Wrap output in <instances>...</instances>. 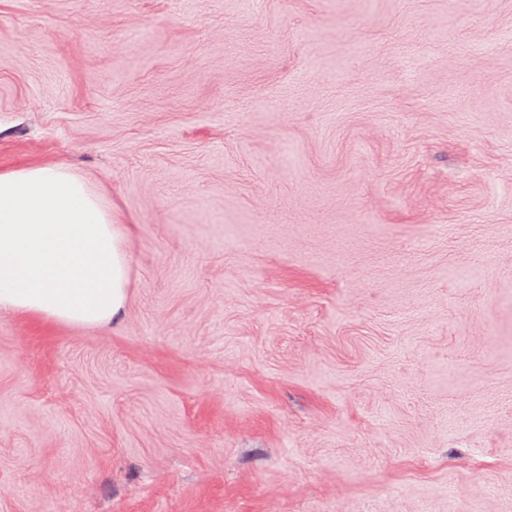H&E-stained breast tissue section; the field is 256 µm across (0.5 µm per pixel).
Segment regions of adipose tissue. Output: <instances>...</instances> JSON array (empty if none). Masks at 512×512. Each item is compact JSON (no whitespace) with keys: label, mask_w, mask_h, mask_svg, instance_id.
<instances>
[{"label":"adipose tissue","mask_w":512,"mask_h":512,"mask_svg":"<svg viewBox=\"0 0 512 512\" xmlns=\"http://www.w3.org/2000/svg\"><path fill=\"white\" fill-rule=\"evenodd\" d=\"M128 227L61 164L0 171V311L100 326L124 311Z\"/></svg>","instance_id":"adipose-tissue-1"}]
</instances>
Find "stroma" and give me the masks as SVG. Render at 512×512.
Listing matches in <instances>:
<instances>
[{
	"instance_id": "35a3bbf8",
	"label": "stroma",
	"mask_w": 512,
	"mask_h": 512,
	"mask_svg": "<svg viewBox=\"0 0 512 512\" xmlns=\"http://www.w3.org/2000/svg\"><path fill=\"white\" fill-rule=\"evenodd\" d=\"M450 2L0 0V169L131 228L116 321L0 313V512H512V0Z\"/></svg>"
}]
</instances>
